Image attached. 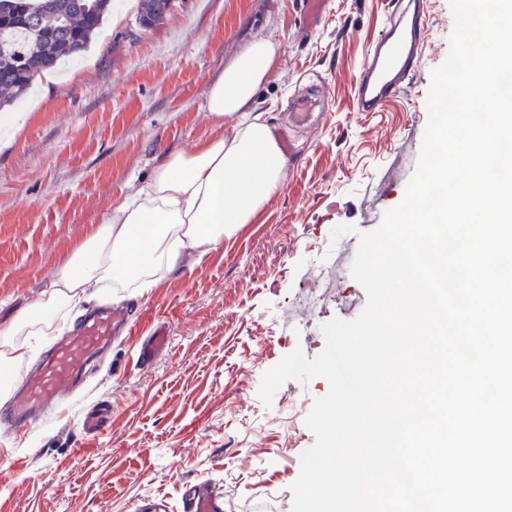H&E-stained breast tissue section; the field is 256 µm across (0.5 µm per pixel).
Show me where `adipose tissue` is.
<instances>
[{"mask_svg":"<svg viewBox=\"0 0 512 512\" xmlns=\"http://www.w3.org/2000/svg\"><path fill=\"white\" fill-rule=\"evenodd\" d=\"M276 44L250 42L209 88L205 108L232 117L230 135L171 154L156 166L135 200L112 207L90 225L83 241L58 262V273L38 310H20L0 322V360L20 365L25 337L61 330L66 309L88 290L149 288L175 268L185 252L209 253L240 225L250 223L285 183L287 159L277 135L249 107L273 68Z\"/></svg>","mask_w":512,"mask_h":512,"instance_id":"adipose-tissue-1","label":"adipose tissue"}]
</instances>
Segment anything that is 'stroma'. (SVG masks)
Segmentation results:
<instances>
[{
    "mask_svg": "<svg viewBox=\"0 0 512 512\" xmlns=\"http://www.w3.org/2000/svg\"><path fill=\"white\" fill-rule=\"evenodd\" d=\"M127 0L112 9L87 52L57 67L44 97L0 111V319L37 305L56 260L89 225L136 194L169 155L234 121L207 112L211 83L254 39L279 55L253 112L292 142L283 189L223 248L187 257L151 288H119L112 305L146 309L140 335L164 327L168 343L141 367L134 340L91 364L82 388L8 446L0 512H187L183 488L209 481L225 512H291L305 424L325 378L290 380L271 406L262 377L285 355L325 344L340 303L366 300L352 277L305 307V272L329 250L339 224L361 226L401 203L428 122L431 72L448 53L449 0H429L424 47L407 88L381 111H355L352 84L391 0H329L311 23L305 0H173L143 30ZM303 325L283 333L287 311ZM105 402L112 426L86 441L83 409Z\"/></svg>",
    "mask_w": 512,
    "mask_h": 512,
    "instance_id": "1",
    "label": "stroma"
}]
</instances>
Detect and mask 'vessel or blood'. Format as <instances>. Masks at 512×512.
Returning a JSON list of instances; mask_svg holds the SVG:
<instances>
[{
    "label": "vessel or blood",
    "mask_w": 512,
    "mask_h": 512,
    "mask_svg": "<svg viewBox=\"0 0 512 512\" xmlns=\"http://www.w3.org/2000/svg\"><path fill=\"white\" fill-rule=\"evenodd\" d=\"M426 0H396L386 27L369 46L365 64L353 83L357 111H378L384 99L398 95L412 77L429 37L425 21ZM358 246L357 239L345 240L330 259L331 271H310L306 279L316 292H331L337 278L347 274ZM135 324L122 309L98 307L84 316L64 337L53 342L36 370L19 376L20 389L0 404V429L28 434L39 413L74 392L90 363L111 347L116 336H132ZM167 345L163 332L145 337L139 359L149 365ZM112 420L109 406L95 404L82 417V431L97 436ZM189 512H224V500L210 493L205 483L187 487Z\"/></svg>",
    "instance_id": "obj_1"
}]
</instances>
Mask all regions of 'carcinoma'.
Wrapping results in <instances>:
<instances>
[{
	"instance_id": "cac0c4a2",
	"label": "carcinoma",
	"mask_w": 512,
	"mask_h": 512,
	"mask_svg": "<svg viewBox=\"0 0 512 512\" xmlns=\"http://www.w3.org/2000/svg\"><path fill=\"white\" fill-rule=\"evenodd\" d=\"M11 5L0 12V42L18 64L0 62V107L25 94L33 82L88 47L109 12L111 0H91L86 14L76 0H0ZM171 0H140L138 19L147 29L164 20Z\"/></svg>"
}]
</instances>
